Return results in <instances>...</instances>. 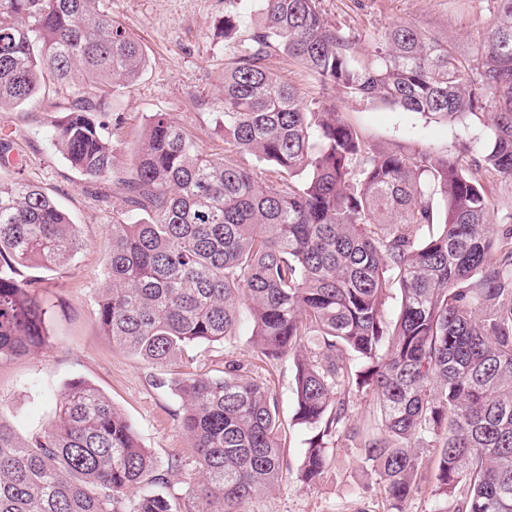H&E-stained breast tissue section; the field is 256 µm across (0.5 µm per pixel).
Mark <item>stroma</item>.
<instances>
[{"label": "stroma", "mask_w": 512, "mask_h": 512, "mask_svg": "<svg viewBox=\"0 0 512 512\" xmlns=\"http://www.w3.org/2000/svg\"><path fill=\"white\" fill-rule=\"evenodd\" d=\"M325 17L349 37L361 61L374 53L394 24L411 22L456 42L469 52L493 18L496 0H319ZM100 7L121 22L143 46L148 65L133 83L121 88L108 112L115 168L127 171L152 113L167 112L195 137L203 152L224 154V134L210 107L224 84V66L237 54L260 22L248 0H100ZM240 17L237 37L224 38V16ZM71 101L66 89L50 86L48 103L0 109L15 167L0 166V182L23 179L44 189L68 213L82 241L74 259L49 274L41 294L50 307L49 342L37 352L0 362V417L20 438L50 429L55 405L67 382L82 379L97 387L137 428L140 441L166 471L165 490L185 493L198 481L195 457L179 428L180 398L158 378L165 371L113 345L95 318L96 300L105 284L110 230L126 204L115 184L93 181L74 170L52 144L49 111L64 112ZM346 118L366 139L382 146L414 142L439 151H478L484 127L471 117L447 122L405 112L378 101L339 99ZM252 324L242 317L236 339L193 349L179 369L218 376L225 356L253 364L270 385L284 425V460L288 464L276 489L252 497L245 512H388L389 504L369 478L361 452L347 441L327 448L328 463L315 483L297 477L314 429L293 422L295 367L291 357L270 364L257 361Z\"/></svg>", "instance_id": "1"}]
</instances>
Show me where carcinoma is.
<instances>
[{"mask_svg": "<svg viewBox=\"0 0 512 512\" xmlns=\"http://www.w3.org/2000/svg\"><path fill=\"white\" fill-rule=\"evenodd\" d=\"M467 57L412 23L362 63L319 0H260L249 45L224 66L215 119L224 157L203 153L168 112L150 118L119 179L96 318L119 348L158 366L236 336L240 307L258 358L296 356L295 420L316 429L300 480L328 441L360 448L396 512L425 481L415 452L439 448L435 492L454 512H512V229L490 227L485 177L512 178V0H498ZM309 69L327 96L305 104L269 60ZM141 44L99 0H0V107L45 100V74L76 97L53 145L90 180L112 178V133L95 114L143 73ZM382 99L448 120L474 116L468 158L419 144L386 149L346 120L336 96ZM81 248L41 187L0 183V360L48 340L45 280ZM400 290L394 322L382 316ZM183 401L179 426L201 480L184 497L133 423L97 388L67 383L57 422L19 439L0 417V512H244L282 477L283 424L268 384L226 357L220 377L160 381ZM376 398L375 424L351 422L346 392Z\"/></svg>", "mask_w": 512, "mask_h": 512, "instance_id": "obj_1", "label": "carcinoma"}]
</instances>
